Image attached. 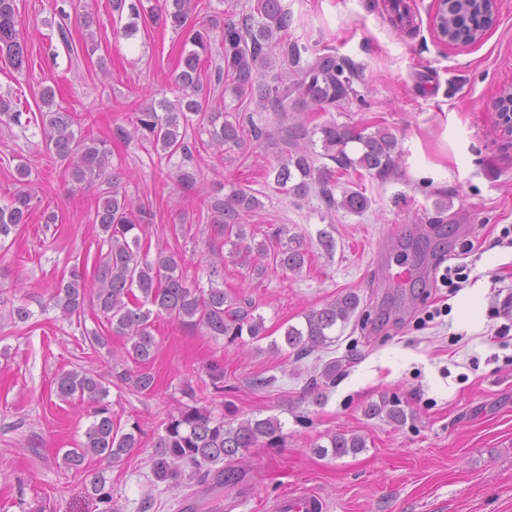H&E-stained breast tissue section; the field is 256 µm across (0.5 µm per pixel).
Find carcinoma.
Segmentation results:
<instances>
[{
	"instance_id": "cac0c4a2",
	"label": "carcinoma",
	"mask_w": 512,
	"mask_h": 512,
	"mask_svg": "<svg viewBox=\"0 0 512 512\" xmlns=\"http://www.w3.org/2000/svg\"><path fill=\"white\" fill-rule=\"evenodd\" d=\"M112 9L129 11L131 22L124 29L131 36L138 21L171 27L186 32L185 44L191 46L181 60L176 76L180 95L174 101L163 99L159 108L150 107L132 120V131L119 127L125 138L136 136L149 143L155 151L168 156L181 153L191 158L193 144L188 128L193 124L207 125L210 145L219 151L224 146H238L244 138L259 140L264 131L258 125L244 124L240 114L220 109L204 110L200 95L201 71L211 55L212 28L223 25L222 60L215 68L217 83L231 89L235 97L250 98L262 111H273L286 117L295 112L303 119L282 129L286 149L278 158L274 173L276 189L285 195H306L317 189L326 209L342 208L349 213L362 214L370 207V199L359 189L345 188L336 199L338 181L335 173L345 174L360 169L380 179L394 173L400 165L401 152L397 138L386 128L373 132L349 123L326 120L309 126L315 114L337 112L359 100L354 86L359 72L353 63L330 48L312 49L293 39L290 28L293 15L283 0H250L238 12V19L227 17L210 20V26L188 28L194 10V0H165L159 10L145 8L143 0H112ZM442 27L448 37L464 44L478 41L489 26V3L485 0H445L441 15ZM22 22L16 0H0V59L17 72L30 62V47L21 36ZM54 90L48 86L39 92L42 108L38 126L47 149L68 162L72 185L107 184L102 192L93 223L98 226L102 244L107 252L99 254L92 282L83 273L71 270L62 278L51 295L52 308L65 320L81 318L91 309L109 334L125 338L126 346L121 363L113 364L104 376L88 370L75 369L61 373L56 379V394L63 401L76 400L91 405L92 421L84 439L64 454V464L79 470L87 458L100 457L118 461L137 446L140 428L132 424L125 432L115 421L111 404L106 402L107 384H123L136 392L149 394L154 376L146 369L157 347L152 334V317L197 327L219 339L234 341L245 335L257 339L262 335L263 320L254 317L250 304L233 298L218 286L203 289L189 280L183 271L180 253L159 250L155 256L141 251L144 227L136 219L142 206L120 192L116 176L111 174V152L105 142L90 140L82 130L75 113L54 107ZM320 136L322 151L315 150V136ZM336 165L331 168L324 160ZM30 169L27 163L16 166L18 188L8 203L0 205V248L6 240L17 235L27 223L33 209L34 197L28 188ZM260 205L251 191L239 187L222 200L207 205L215 231L231 244L232 253L243 266L260 268L267 256L263 244L252 247L246 243V225L242 217ZM284 230L273 233L277 242L274 258L285 269L296 272L305 265L304 242L292 236L282 240ZM360 297L345 293L320 309L305 315L301 328L289 326L284 331L285 345L302 359L335 342L331 333L336 324L346 325L357 314ZM134 367H129V364ZM364 414L370 419L385 418L402 425L407 413L402 404L390 398L368 404ZM283 439L280 420L226 418L202 406L185 404L167 415L163 432L153 440L152 474L158 482L170 487L181 485L182 466L191 468L189 478L205 483L224 477L231 482L238 472L223 470L224 461L239 459L247 449L263 440L272 446ZM332 456L342 457L366 447L359 435L344 433L329 437ZM98 512H121L112 495V485L104 477L94 476L90 482Z\"/></svg>"
}]
</instances>
